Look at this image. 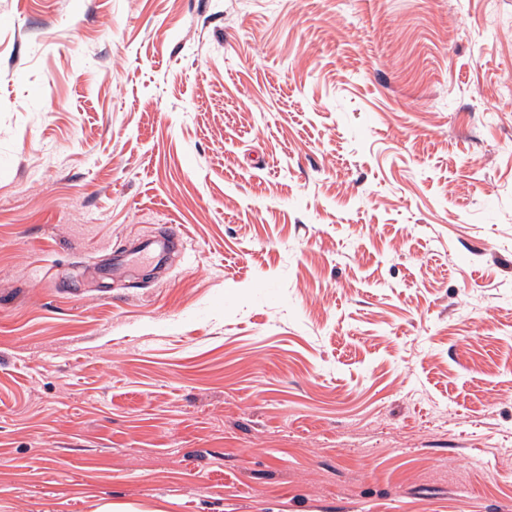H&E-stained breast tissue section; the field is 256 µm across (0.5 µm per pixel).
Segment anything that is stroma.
<instances>
[{"mask_svg": "<svg viewBox=\"0 0 512 512\" xmlns=\"http://www.w3.org/2000/svg\"><path fill=\"white\" fill-rule=\"evenodd\" d=\"M506 85L512 0H0V512H512ZM182 240L183 236L180 226L177 224L167 225L163 235L135 242L125 254L115 259L114 267L116 270H120L122 268L136 266L138 259L141 257L152 259L153 262L158 263L162 260L171 244Z\"/></svg>", "mask_w": 512, "mask_h": 512, "instance_id": "obj_1", "label": "stroma"}]
</instances>
